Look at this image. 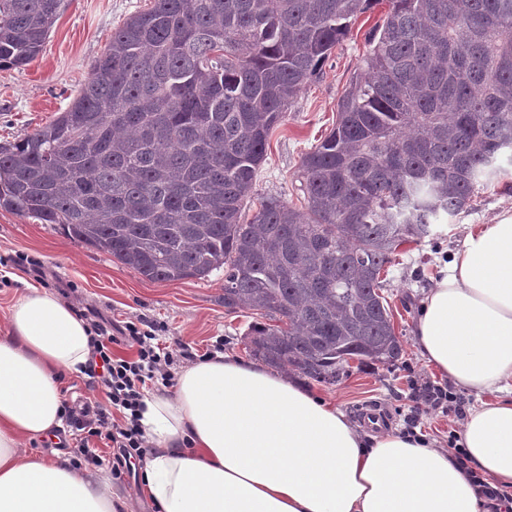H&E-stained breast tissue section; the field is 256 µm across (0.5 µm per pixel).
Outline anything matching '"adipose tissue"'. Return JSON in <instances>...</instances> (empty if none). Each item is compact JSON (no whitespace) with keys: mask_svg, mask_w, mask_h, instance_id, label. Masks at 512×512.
<instances>
[{"mask_svg":"<svg viewBox=\"0 0 512 512\" xmlns=\"http://www.w3.org/2000/svg\"><path fill=\"white\" fill-rule=\"evenodd\" d=\"M0 337V512H124L110 479L28 454L61 428L63 382L82 373L90 327L57 293L26 283ZM414 344L464 391L461 470L447 449L371 434L284 375L217 353L144 399L152 442L143 496L159 512H486L468 477L512 487V215L468 234L422 299Z\"/></svg>","mask_w":512,"mask_h":512,"instance_id":"obj_1","label":"adipose tissue"}]
</instances>
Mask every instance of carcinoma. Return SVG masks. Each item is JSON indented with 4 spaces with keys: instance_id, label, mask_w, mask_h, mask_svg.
Here are the masks:
<instances>
[{
    "instance_id": "obj_1",
    "label": "carcinoma",
    "mask_w": 512,
    "mask_h": 512,
    "mask_svg": "<svg viewBox=\"0 0 512 512\" xmlns=\"http://www.w3.org/2000/svg\"><path fill=\"white\" fill-rule=\"evenodd\" d=\"M303 205L244 202L269 136L350 22L380 4ZM64 0H0V67ZM512 151V0H153L112 31L67 110L0 146V208L58 224L150 281L224 270L257 359L334 384L398 360L382 294L399 248L471 206Z\"/></svg>"
}]
</instances>
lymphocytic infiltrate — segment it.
Masks as SVG:
<instances>
[{"label":"lymphocytic infiltrate","mask_w":512,"mask_h":512,"mask_svg":"<svg viewBox=\"0 0 512 512\" xmlns=\"http://www.w3.org/2000/svg\"><path fill=\"white\" fill-rule=\"evenodd\" d=\"M79 315L88 322L93 334V352L85 373L92 388L105 395L109 406L94 411L68 409L66 421L83 433L78 452L86 462L99 459L93 440L111 443L112 473L119 477L133 471L145 459L150 442L139 424L144 390L157 383L171 385L170 368L175 357L172 350L157 343L154 331L141 329L134 322H112L91 308L80 310ZM121 343L135 347L134 358L113 356V345ZM440 411L453 413L459 422L465 419L452 385L423 382L410 407L407 424L416 428L423 417Z\"/></svg>","instance_id":"1"}]
</instances>
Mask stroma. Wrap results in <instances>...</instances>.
Listing matches in <instances>:
<instances>
[{
    "label": "stroma",
    "mask_w": 512,
    "mask_h": 512,
    "mask_svg": "<svg viewBox=\"0 0 512 512\" xmlns=\"http://www.w3.org/2000/svg\"><path fill=\"white\" fill-rule=\"evenodd\" d=\"M153 0H65L39 55L23 67L0 68V142L17 141L64 112L104 52L113 30ZM385 6L358 15L350 33L325 60L321 71L289 106L286 118L271 133L267 156L258 171L254 197L273 196L301 204L299 170L303 155L336 123V104L366 50V33L380 23ZM512 212V161L502 160L470 208L445 217L437 234L420 244L400 248L387 266L384 294L393 310L403 352L392 365H350L349 374L333 385L309 378L301 383L333 402L355 422L374 410L387 431H403L415 395V377L425 374L443 383L414 348L411 334L421 299L444 274L471 230L497 223ZM20 255L40 261L42 284L73 307L90 306L115 321L144 320L161 343L185 346L200 356L223 341L227 354L250 358L244 335L255 317L224 307V273L203 279L154 282L122 265L109 254L72 240L57 224H44L0 208V260Z\"/></svg>",
    "instance_id": "obj_1"
}]
</instances>
